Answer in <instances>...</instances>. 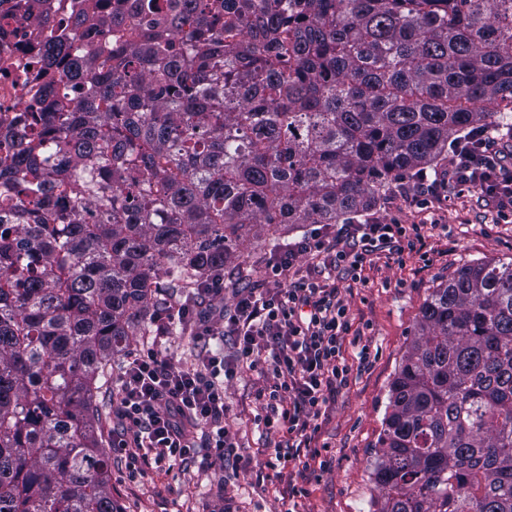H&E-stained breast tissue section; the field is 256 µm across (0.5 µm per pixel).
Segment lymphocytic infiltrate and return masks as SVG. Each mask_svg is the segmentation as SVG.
Masks as SVG:
<instances>
[{
  "instance_id": "1",
  "label": "lymphocytic infiltrate",
  "mask_w": 512,
  "mask_h": 512,
  "mask_svg": "<svg viewBox=\"0 0 512 512\" xmlns=\"http://www.w3.org/2000/svg\"><path fill=\"white\" fill-rule=\"evenodd\" d=\"M456 189L486 193L503 223H512V155L504 154L489 126L474 128L451 145L447 168L416 175L400 196L411 206L430 210ZM421 230V225L407 226L390 217L345 224L335 235L317 229L285 246L266 266L276 291H240L221 315L224 335L234 340L230 362L223 354L204 349L195 363L177 365L161 350L176 323L189 326L192 342L210 340L214 331L207 300L223 294V278L207 283L193 299L160 309L151 344L128 359L112 394V412L121 425L115 446L124 454L130 473L192 455L194 445L187 437L192 429L204 433L209 460L221 463L232 456L240 466H249L250 458L238 455V446L224 426V384L245 363L263 364L271 371L273 382L261 394L262 422L294 441V452L276 455L270 469L291 466L296 477L308 479L312 461L322 455L315 444L319 421L349 383L351 367L342 346L350 323L336 287L303 278L293 281L289 275L302 255L357 268L381 244L389 255L403 258L421 242Z\"/></svg>"
}]
</instances>
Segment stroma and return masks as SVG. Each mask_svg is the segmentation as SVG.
<instances>
[{"instance_id":"35a3bbf8","label":"stroma","mask_w":512,"mask_h":512,"mask_svg":"<svg viewBox=\"0 0 512 512\" xmlns=\"http://www.w3.org/2000/svg\"><path fill=\"white\" fill-rule=\"evenodd\" d=\"M398 215L405 224L423 227V254L405 256L403 262L384 257L356 271L348 265L324 266L302 256L300 267L309 269L311 282L334 280L338 295L347 303L350 330L343 353L352 366L348 385L340 390L322 419L319 443L328 445L329 462L319 477L306 483L297 502L288 499V481L278 478L266 463L275 449H287L288 439L266 431L254 417L258 393L267 375L240 366L224 385L227 412L224 422L236 435L240 454L251 457L249 468L233 462L212 464L201 456L162 463L143 477L131 478L123 455L112 447L120 425L112 413V391L129 352L146 343L144 336L129 340L128 352L117 354L99 377L95 401L100 410L99 440L111 459L109 482L121 512H224L225 496H232L236 512H371V461L383 429L390 383L413 338L420 310L434 288L447 283L469 262L512 260V223L496 221L494 204L483 194L467 192L449 196L440 208L418 211L400 204L397 190H389L373 214ZM273 252L263 237L252 239L247 249L224 271L223 296L211 299L214 314L234 302L241 288H274L264 268ZM368 287H361V280ZM368 350L360 363L358 353Z\"/></svg>"}]
</instances>
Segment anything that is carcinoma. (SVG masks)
<instances>
[{
    "label": "carcinoma",
    "instance_id": "cac0c4a2",
    "mask_svg": "<svg viewBox=\"0 0 512 512\" xmlns=\"http://www.w3.org/2000/svg\"><path fill=\"white\" fill-rule=\"evenodd\" d=\"M90 8L0 134V512H119L95 382L165 289L512 124V0H132L79 53ZM379 445L373 512H512V261L426 300Z\"/></svg>",
    "mask_w": 512,
    "mask_h": 512
}]
</instances>
